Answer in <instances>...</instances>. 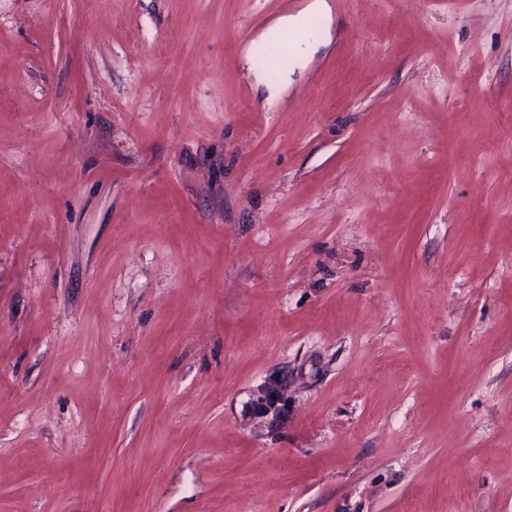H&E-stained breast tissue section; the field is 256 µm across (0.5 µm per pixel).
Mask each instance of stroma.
Masks as SVG:
<instances>
[{
  "instance_id": "35a3bbf8",
  "label": "stroma",
  "mask_w": 512,
  "mask_h": 512,
  "mask_svg": "<svg viewBox=\"0 0 512 512\" xmlns=\"http://www.w3.org/2000/svg\"><path fill=\"white\" fill-rule=\"evenodd\" d=\"M0 0V512H512V0Z\"/></svg>"
}]
</instances>
